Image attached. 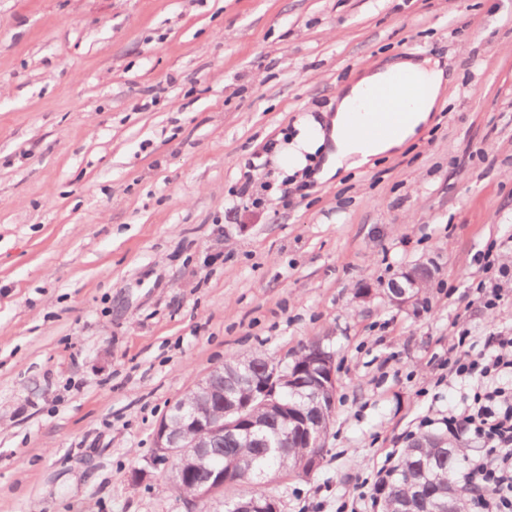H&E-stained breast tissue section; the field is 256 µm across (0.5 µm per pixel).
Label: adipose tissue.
<instances>
[{
    "label": "adipose tissue",
    "mask_w": 512,
    "mask_h": 512,
    "mask_svg": "<svg viewBox=\"0 0 512 512\" xmlns=\"http://www.w3.org/2000/svg\"><path fill=\"white\" fill-rule=\"evenodd\" d=\"M409 73L418 77L426 88V93L410 109L406 124L395 135L381 141H364L348 137L345 126L349 112L362 105L368 91L389 83L395 76ZM444 73L430 60L415 62L409 59H395L384 67L366 71L362 76L342 89L336 101V114L331 120L328 132L329 146L322 166V177L328 178L339 169L357 168L370 158L401 147L416 134L420 125L429 120L441 90Z\"/></svg>",
    "instance_id": "1"
}]
</instances>
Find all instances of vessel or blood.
<instances>
[{
    "label": "vessel or blood",
    "instance_id": "vessel-or-blood-1",
    "mask_svg": "<svg viewBox=\"0 0 512 512\" xmlns=\"http://www.w3.org/2000/svg\"><path fill=\"white\" fill-rule=\"evenodd\" d=\"M421 81L404 74L374 89L358 111L350 113L349 134L366 139H383L396 133L407 119V106L420 95Z\"/></svg>",
    "mask_w": 512,
    "mask_h": 512
}]
</instances>
